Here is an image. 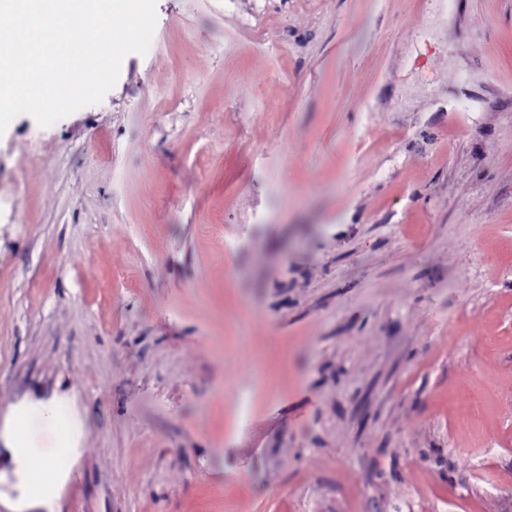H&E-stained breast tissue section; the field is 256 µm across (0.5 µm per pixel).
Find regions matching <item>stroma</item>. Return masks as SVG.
Wrapping results in <instances>:
<instances>
[{"instance_id":"1","label":"stroma","mask_w":512,"mask_h":512,"mask_svg":"<svg viewBox=\"0 0 512 512\" xmlns=\"http://www.w3.org/2000/svg\"><path fill=\"white\" fill-rule=\"evenodd\" d=\"M0 512H512V0H157L16 117ZM37 421L44 436L41 440L32 442L24 435L29 430V424L21 419H15L14 429L17 437L11 448H18L27 457L31 471L51 476L53 469L66 455V448L63 446L66 423L61 416L60 407L56 404L42 406Z\"/></svg>"}]
</instances>
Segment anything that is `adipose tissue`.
<instances>
[{"label": "adipose tissue", "mask_w": 512, "mask_h": 512, "mask_svg": "<svg viewBox=\"0 0 512 512\" xmlns=\"http://www.w3.org/2000/svg\"><path fill=\"white\" fill-rule=\"evenodd\" d=\"M37 421L44 433L43 438L30 441L26 436L28 423L18 419L14 422L16 438L13 445L27 457L32 471L48 475L65 458L63 434L66 423L61 416L60 407L55 404L42 406Z\"/></svg>", "instance_id": "adipose-tissue-1"}]
</instances>
